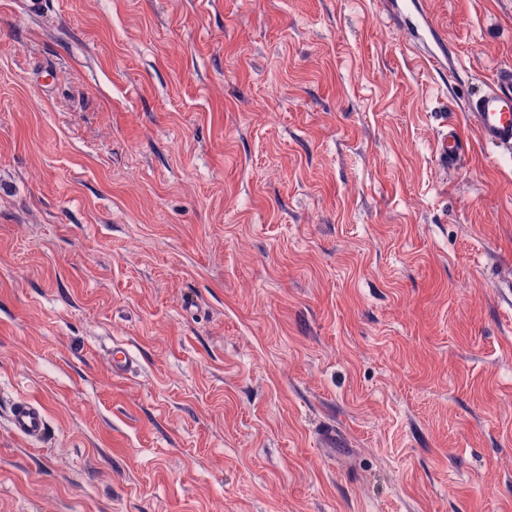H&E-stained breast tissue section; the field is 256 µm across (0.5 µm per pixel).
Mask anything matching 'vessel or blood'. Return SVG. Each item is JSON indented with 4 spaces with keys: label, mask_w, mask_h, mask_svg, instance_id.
<instances>
[{
    "label": "vessel or blood",
    "mask_w": 512,
    "mask_h": 512,
    "mask_svg": "<svg viewBox=\"0 0 512 512\" xmlns=\"http://www.w3.org/2000/svg\"><path fill=\"white\" fill-rule=\"evenodd\" d=\"M467 117L483 144L504 152L512 151V68L497 69L491 83L468 95ZM467 139L456 125H449L438 141L441 162L461 163L466 155ZM13 432L31 446L44 444L48 420L43 406L35 400L19 398L10 407Z\"/></svg>",
    "instance_id": "b4317fda"
}]
</instances>
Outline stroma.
<instances>
[{"label": "stroma", "mask_w": 512, "mask_h": 512, "mask_svg": "<svg viewBox=\"0 0 512 512\" xmlns=\"http://www.w3.org/2000/svg\"><path fill=\"white\" fill-rule=\"evenodd\" d=\"M17 2L0 512H512V0ZM467 117L483 144L511 154L512 68L497 69L489 85L468 95ZM467 139L461 134L458 127L448 124V133L438 141L437 153L439 161L449 164H460L466 155ZM13 432L30 446L44 444L48 436V420L43 406L36 400L19 398L10 407Z\"/></svg>", "instance_id": "35a3bbf8"}]
</instances>
